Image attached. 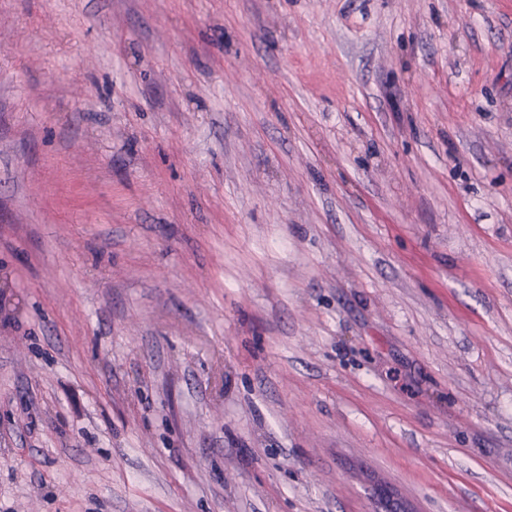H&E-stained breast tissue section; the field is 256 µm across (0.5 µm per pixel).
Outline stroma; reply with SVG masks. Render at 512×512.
Listing matches in <instances>:
<instances>
[{
    "label": "stroma",
    "instance_id": "1",
    "mask_svg": "<svg viewBox=\"0 0 512 512\" xmlns=\"http://www.w3.org/2000/svg\"><path fill=\"white\" fill-rule=\"evenodd\" d=\"M512 512V0H0V512Z\"/></svg>",
    "mask_w": 512,
    "mask_h": 512
}]
</instances>
